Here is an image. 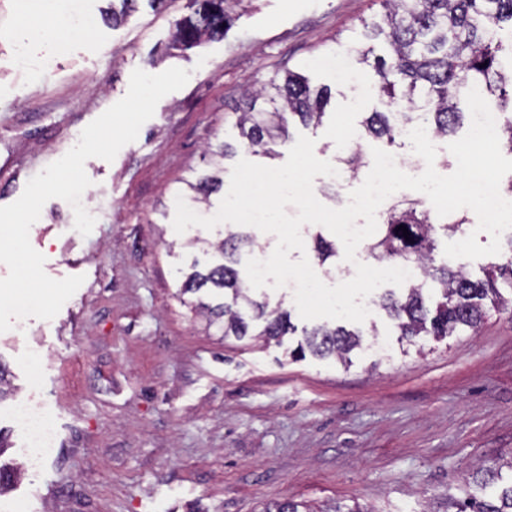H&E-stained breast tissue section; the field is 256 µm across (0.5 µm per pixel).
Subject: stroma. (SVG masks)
Instances as JSON below:
<instances>
[{"instance_id": "stroma-1", "label": "stroma", "mask_w": 512, "mask_h": 512, "mask_svg": "<svg viewBox=\"0 0 512 512\" xmlns=\"http://www.w3.org/2000/svg\"><path fill=\"white\" fill-rule=\"evenodd\" d=\"M98 14L94 43L67 54L25 45L43 22L39 0H0V206L64 156L82 130L123 98L134 69H187L188 83L158 103L136 141L114 161H86L82 203L93 231L74 228L71 205L54 198L29 240L54 279L84 282L52 320L15 321L0 333V363L12 391L0 401V467L19 461L21 429L12 407L41 403L59 433L57 455L0 494V512H264L291 499L313 512L360 503L372 512H448L449 497L479 466L512 458V307L489 310L473 329L442 340L399 338L371 307L363 331L381 350L334 358L290 355L299 337L266 344L221 336L181 294V268L220 256L175 242L174 195L211 170L208 145L234 141L228 115L247 84L282 67L331 90L321 126L292 122L291 138L314 139L322 160L361 148L412 153L409 139L351 145L349 129L369 112H390L372 70L358 94L345 75L320 64L361 41V19L378 0H239L223 37L183 49L172 40L188 0L159 10L148 0L120 21L108 0L74 2ZM320 279L342 281V255L320 261V225L301 229Z\"/></svg>"}]
</instances>
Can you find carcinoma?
<instances>
[{
  "instance_id": "carcinoma-1",
  "label": "carcinoma",
  "mask_w": 512,
  "mask_h": 512,
  "mask_svg": "<svg viewBox=\"0 0 512 512\" xmlns=\"http://www.w3.org/2000/svg\"><path fill=\"white\" fill-rule=\"evenodd\" d=\"M381 2L382 21L370 24L364 20L362 26L369 39L387 45V53L377 55L375 47L366 43L358 44L353 52L358 64L371 67L379 76L381 92L389 102L426 104L425 112L416 116L409 112L405 119H421L435 135L445 137L464 124L459 101L475 86L497 98L504 115L500 140L512 149V67L501 66L503 45L499 38V31L512 29V0ZM230 4L231 0H189L191 12L175 21L174 41L191 47L224 36L231 22ZM329 100V88L311 86L298 71L279 70L260 87H246L237 101L233 126L238 130L239 145L271 155L273 145L289 138L292 120L297 119L305 126L321 124ZM398 134V127L383 112H372L361 121L364 140L384 139L392 144ZM339 162L355 174L368 165L359 150ZM223 184L217 175L190 182L191 200L204 203ZM400 225L410 232L409 237L398 230ZM188 244L214 248L224 258L207 269L192 265L181 285L185 293L207 288L222 294V303H198L209 324L217 323L224 335L239 339L250 335L254 320L264 322L259 335L268 340L279 341L294 332L290 314L279 308L270 309L267 302L254 299L250 284L239 276L236 253L252 245L248 235L231 233L216 242L195 237ZM368 250L375 259L399 258L416 263L421 270V278L405 285L402 295L390 293L380 300V307L408 339H438L474 328L488 308L512 304L500 288L502 283L512 285V239L507 260L486 272L483 279L473 280L461 269L437 265L436 228L420 199L408 201L404 208L393 206ZM361 343V334L342 326H319L306 338V347L314 354L334 355L342 361L348 360V355ZM448 512H512V480L494 497L481 498L470 493L451 497Z\"/></svg>"
}]
</instances>
